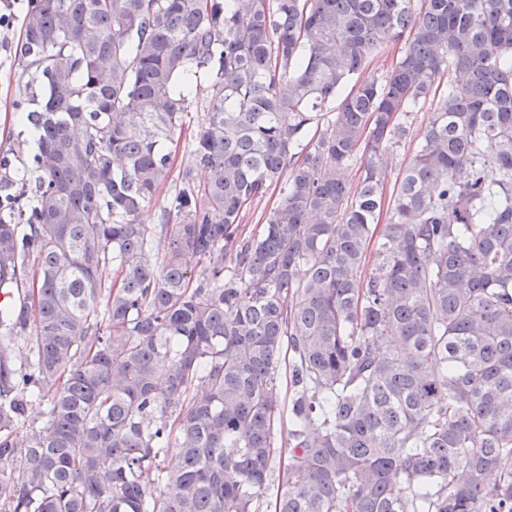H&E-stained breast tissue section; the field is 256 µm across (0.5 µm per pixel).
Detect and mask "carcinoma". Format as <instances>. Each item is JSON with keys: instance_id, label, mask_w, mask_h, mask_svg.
Masks as SVG:
<instances>
[{"instance_id": "1", "label": "carcinoma", "mask_w": 512, "mask_h": 512, "mask_svg": "<svg viewBox=\"0 0 512 512\" xmlns=\"http://www.w3.org/2000/svg\"><path fill=\"white\" fill-rule=\"evenodd\" d=\"M21 50L44 97L34 183L0 173V512H512V0H30ZM197 74L193 165L142 224ZM400 47L401 43L391 41L383 43L369 59L370 63L365 74L380 75L385 72L390 67L393 60L396 59ZM189 83H190V90H191L190 99L193 100V103L190 108V117H191V121H192L191 122L192 126L189 127V130H190L191 128L194 129L198 124L203 123L204 120L206 119V115H205L206 109H204L199 104L197 105L194 101V97L197 94L200 95V97L202 96L203 90L208 85V80L205 79L203 76H200L198 78L191 77ZM417 145V140L413 142L407 141L398 147L388 157L387 160V173L384 184V196L388 198L392 192L394 182L401 168L406 166L410 159L413 157ZM282 195L279 193L278 188L274 189L273 187L269 190V192L256 203L252 209L246 213L243 223L246 224V230L250 231L254 225L257 224L258 219L264 213H269L270 210L278 206L281 202Z\"/></svg>"}]
</instances>
